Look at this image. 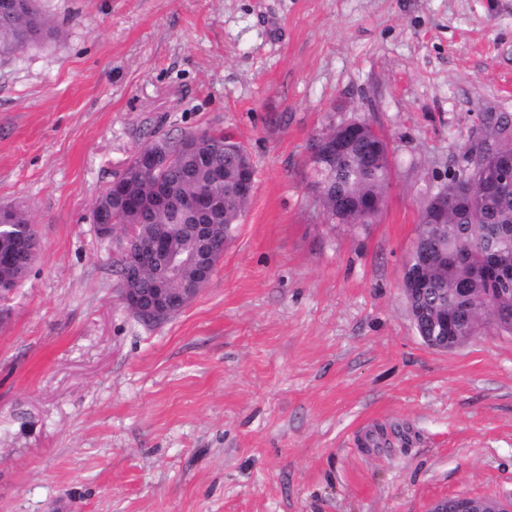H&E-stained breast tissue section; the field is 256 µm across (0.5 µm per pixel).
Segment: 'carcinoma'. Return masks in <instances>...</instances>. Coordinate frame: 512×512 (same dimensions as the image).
<instances>
[{
	"label": "carcinoma",
	"instance_id": "obj_1",
	"mask_svg": "<svg viewBox=\"0 0 512 512\" xmlns=\"http://www.w3.org/2000/svg\"><path fill=\"white\" fill-rule=\"evenodd\" d=\"M45 22L36 0H28L22 12H0V56L19 52L35 42ZM512 154V120L500 116L489 123L484 137L470 147L462 164L434 196H442L448 209V223L433 222L431 199H426L420 213L417 235L408 261L416 259L420 250L436 246L448 248V263L428 268L425 273L426 296L423 304L445 306L461 327V335L474 336L480 326L488 324L512 334V284L498 295L492 308H478L474 314L454 305V289L461 285L475 289L478 298L492 295L485 282L471 274V266L455 257L468 249L471 261L477 262L490 249L512 258V188L506 191L488 189L479 198L459 190L462 182L478 183L500 153ZM247 152L238 142L222 132L207 133V142L200 150L185 148L165 167L153 175H142L134 167L126 168L116 180L128 191L112 193L106 188L95 200L93 211L105 210L115 224L121 226L126 244L144 247L159 238L175 235V225L184 223L181 216L155 209L160 194L189 197L204 191L224 225L220 240H212L210 248L220 253L224 243L232 240L237 224L249 203V198L236 191L238 168ZM313 167L318 175L320 200L327 217L343 224L365 226L376 221L377 215L360 210L356 202L365 195L382 196L390 185L391 169L387 158L378 161L368 156L362 143L353 145L346 160L336 164L317 160Z\"/></svg>",
	"mask_w": 512,
	"mask_h": 512
}]
</instances>
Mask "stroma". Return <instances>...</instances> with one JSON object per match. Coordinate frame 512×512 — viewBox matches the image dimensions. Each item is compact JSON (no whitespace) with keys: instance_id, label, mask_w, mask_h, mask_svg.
<instances>
[{"instance_id":"obj_1","label":"stroma","mask_w":512,"mask_h":512,"mask_svg":"<svg viewBox=\"0 0 512 512\" xmlns=\"http://www.w3.org/2000/svg\"><path fill=\"white\" fill-rule=\"evenodd\" d=\"M0 57V208L40 253L0 298V512H428L512 501V334L428 348L421 206L512 116V0H37ZM390 149L374 224L328 220L310 139ZM221 130L254 185L209 283L147 327L91 210L155 127ZM27 8L22 12L6 14L0 12V56L19 52L35 42L45 22L40 15L35 0H27ZM441 500L432 506L430 512H511L512 504L507 505L495 500L460 496Z\"/></svg>"}]
</instances>
